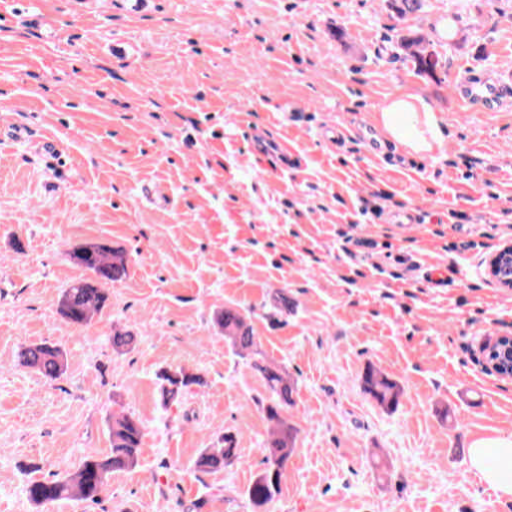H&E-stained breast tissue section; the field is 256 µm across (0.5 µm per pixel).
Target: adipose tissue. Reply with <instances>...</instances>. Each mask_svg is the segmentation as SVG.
Returning <instances> with one entry per match:
<instances>
[{
    "mask_svg": "<svg viewBox=\"0 0 512 512\" xmlns=\"http://www.w3.org/2000/svg\"><path fill=\"white\" fill-rule=\"evenodd\" d=\"M379 121L392 140L415 153L431 151L442 140L432 108L418 94L391 99L381 109ZM470 457L488 484L502 495L512 496V436L474 442Z\"/></svg>",
    "mask_w": 512,
    "mask_h": 512,
    "instance_id": "obj_1",
    "label": "adipose tissue"
}]
</instances>
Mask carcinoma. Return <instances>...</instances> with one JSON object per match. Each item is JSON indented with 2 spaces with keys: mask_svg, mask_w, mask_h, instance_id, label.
I'll use <instances>...</instances> for the list:
<instances>
[{
  "mask_svg": "<svg viewBox=\"0 0 512 512\" xmlns=\"http://www.w3.org/2000/svg\"><path fill=\"white\" fill-rule=\"evenodd\" d=\"M396 12L413 16L423 11L425 0H394ZM401 47L421 72L432 73L439 65L432 44L422 38H405ZM70 259L91 273V276L72 281L61 291L59 313L70 324L89 325L110 299V286L123 282L128 275L123 253L104 243H84L72 249ZM214 323L235 352L252 359V369L261 377L269 394L266 418L270 438L265 448L263 468L247 489L255 512H269V506L281 491L288 461L295 451L298 430L288 422L286 412L293 405L295 382L279 364L267 360L258 349V338L246 317L226 306L216 311ZM112 350L123 354L134 349L137 336L130 330L114 329L110 337ZM17 365L54 381L66 373L63 350L46 343L29 344L20 349ZM162 381L164 404L177 399L190 386L201 384V378L183 368L166 370ZM365 390L382 406L393 409L399 404L401 388L379 370L370 367L364 374ZM111 447L104 457L88 454L77 468L61 477L31 480L26 486L30 501L47 506L61 500H77L97 504L107 490L108 477L115 471H127L138 465L143 440V423L132 413L112 416L109 424ZM238 458L237 439L225 434L212 447L201 451L195 461L199 472L212 473L232 465Z\"/></svg>",
  "mask_w": 512,
  "mask_h": 512,
  "instance_id": "cac0c4a2",
  "label": "carcinoma"
}]
</instances>
